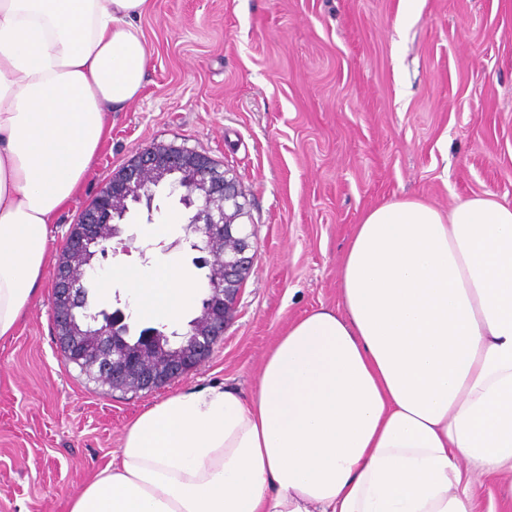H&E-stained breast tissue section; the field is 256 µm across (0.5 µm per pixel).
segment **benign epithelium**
Returning a JSON list of instances; mask_svg holds the SVG:
<instances>
[{
  "label": "benign epithelium",
  "instance_id": "7a95c632",
  "mask_svg": "<svg viewBox=\"0 0 512 512\" xmlns=\"http://www.w3.org/2000/svg\"><path fill=\"white\" fill-rule=\"evenodd\" d=\"M167 181L169 194L194 209L187 234L198 263L209 268L201 314L189 323L188 342L163 345L164 332L146 327L143 344L132 345L128 315L121 309H89L85 283L94 277V259L107 257L122 233L118 213L135 205L152 207L155 188ZM253 223L245 195L232 170L208 156L160 145L137 155L98 192L66 237L53 285L52 305L60 347L76 364L116 389L130 385L151 391L205 361L234 318L240 286L254 259Z\"/></svg>",
  "mask_w": 512,
  "mask_h": 512
}]
</instances>
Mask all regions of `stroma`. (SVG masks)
<instances>
[{
	"instance_id": "1",
	"label": "stroma",
	"mask_w": 512,
	"mask_h": 512,
	"mask_svg": "<svg viewBox=\"0 0 512 512\" xmlns=\"http://www.w3.org/2000/svg\"><path fill=\"white\" fill-rule=\"evenodd\" d=\"M139 97L113 113L77 196L48 227L52 258L13 335L0 338V512H68L133 418L191 387L250 394L289 322L339 302V269L370 208L448 210L491 193L512 205V0H152ZM184 147L232 169L255 222L237 312L203 363L122 392L65 363L51 310L55 262L99 189L137 153ZM190 210L157 192L132 208L102 269L169 259L206 269ZM167 225L161 237L147 223ZM474 512H512V476H475Z\"/></svg>"
}]
</instances>
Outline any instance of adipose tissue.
Wrapping results in <instances>:
<instances>
[{"label": "adipose tissue", "mask_w": 512, "mask_h": 512, "mask_svg": "<svg viewBox=\"0 0 512 512\" xmlns=\"http://www.w3.org/2000/svg\"><path fill=\"white\" fill-rule=\"evenodd\" d=\"M151 0H0V337L42 284L48 226L143 87ZM143 318L179 323L201 281L117 267ZM336 308L292 321L250 396L155 402L69 512H473L470 476L512 474V206L370 209Z\"/></svg>", "instance_id": "1"}]
</instances>
